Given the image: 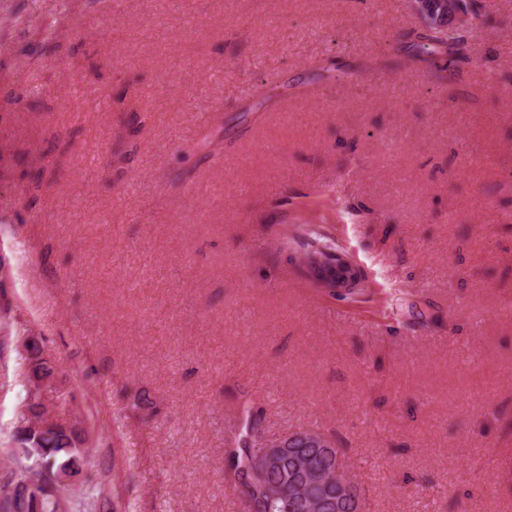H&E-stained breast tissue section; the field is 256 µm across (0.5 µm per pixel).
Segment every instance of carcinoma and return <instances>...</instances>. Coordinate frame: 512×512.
I'll list each match as a JSON object with an SVG mask.
<instances>
[{
	"label": "carcinoma",
	"mask_w": 512,
	"mask_h": 512,
	"mask_svg": "<svg viewBox=\"0 0 512 512\" xmlns=\"http://www.w3.org/2000/svg\"><path fill=\"white\" fill-rule=\"evenodd\" d=\"M463 43L464 38L459 34L457 24L450 20L445 27H435L417 34L410 49L419 61L435 68L442 59L448 65H453L460 58ZM85 440L86 433L63 426L40 436L36 444L44 450L42 467L53 473L60 466L86 465V459L71 452L74 443ZM264 452L265 437L258 421L249 414L243 419L234 447L226 450L230 489L236 495L240 512H297L293 499L301 496L320 498L327 492L324 485L301 480L295 471L292 454L282 469H262L258 462ZM94 491L95 485L87 478L74 495L75 500L84 507V512H103L105 508Z\"/></svg>",
	"instance_id": "1"
}]
</instances>
